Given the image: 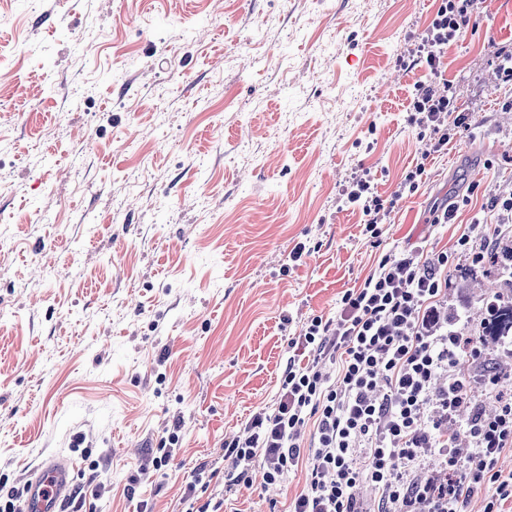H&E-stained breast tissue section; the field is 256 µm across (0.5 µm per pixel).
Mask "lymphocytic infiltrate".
<instances>
[{
	"label": "lymphocytic infiltrate",
	"instance_id": "obj_1",
	"mask_svg": "<svg viewBox=\"0 0 512 512\" xmlns=\"http://www.w3.org/2000/svg\"><path fill=\"white\" fill-rule=\"evenodd\" d=\"M482 3L442 0L415 37L411 63L431 79L415 84L408 123L429 131L438 152L449 127L468 126L440 78L444 50L477 20ZM347 201L362 212L366 232L379 237L385 206L366 175L354 178ZM451 261L447 252L419 246L384 255L359 287L343 293L336 318L304 322L274 404L224 439L226 495L250 484L253 470H261L264 484L282 485L302 467L305 485L289 512H465L478 484L494 488L482 512H503L512 501V473L496 464L512 450V391L485 378L496 406L462 426L467 457L448 430L471 405L460 367L485 354L476 337L443 326ZM308 425L313 433L305 441ZM430 456L438 458L437 470L428 468ZM363 484L378 490L374 504L358 497Z\"/></svg>",
	"mask_w": 512,
	"mask_h": 512
}]
</instances>
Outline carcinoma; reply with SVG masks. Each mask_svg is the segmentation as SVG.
<instances>
[{
	"instance_id": "carcinoma-1",
	"label": "carcinoma",
	"mask_w": 512,
	"mask_h": 512,
	"mask_svg": "<svg viewBox=\"0 0 512 512\" xmlns=\"http://www.w3.org/2000/svg\"><path fill=\"white\" fill-rule=\"evenodd\" d=\"M487 265L497 271L501 283L492 291L485 290V306L475 328L484 344L495 345L500 343V337L512 336V245H494L486 252L485 261L472 264L461 278L474 282L478 271Z\"/></svg>"
}]
</instances>
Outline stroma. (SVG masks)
Returning a JSON list of instances; mask_svg holds the SVG:
<instances>
[{
    "instance_id": "stroma-1",
    "label": "stroma",
    "mask_w": 512,
    "mask_h": 512,
    "mask_svg": "<svg viewBox=\"0 0 512 512\" xmlns=\"http://www.w3.org/2000/svg\"><path fill=\"white\" fill-rule=\"evenodd\" d=\"M439 4L0 0V496L55 457L78 469L65 512H186L308 317L385 254L452 249L471 224L474 246L512 240L491 206L512 196V0L445 52L470 127L434 154L406 114L429 75L401 62ZM363 169L390 204L376 241L344 203ZM468 263L447 306L475 317L492 280L464 284ZM305 478L230 500L286 512Z\"/></svg>"
}]
</instances>
